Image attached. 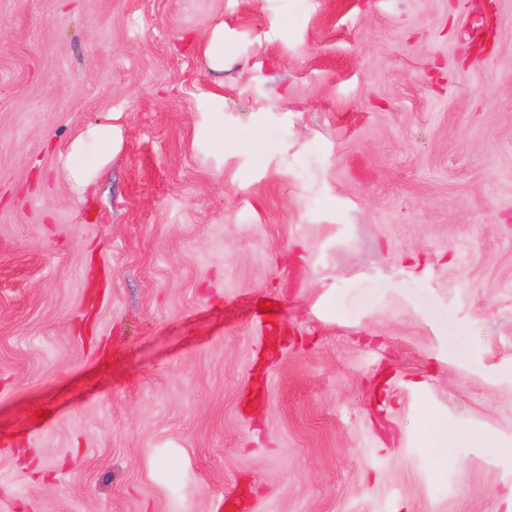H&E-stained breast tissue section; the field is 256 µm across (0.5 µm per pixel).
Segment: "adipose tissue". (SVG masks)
Here are the masks:
<instances>
[{"label": "adipose tissue", "instance_id": "obj_1", "mask_svg": "<svg viewBox=\"0 0 512 512\" xmlns=\"http://www.w3.org/2000/svg\"><path fill=\"white\" fill-rule=\"evenodd\" d=\"M112 157V126L97 124L73 142L64 163L67 178L78 194L87 193Z\"/></svg>", "mask_w": 512, "mask_h": 512}]
</instances>
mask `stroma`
I'll list each match as a JSON object with an SVG mask.
<instances>
[{"instance_id": "35a3bbf8", "label": "stroma", "mask_w": 512, "mask_h": 512, "mask_svg": "<svg viewBox=\"0 0 512 512\" xmlns=\"http://www.w3.org/2000/svg\"><path fill=\"white\" fill-rule=\"evenodd\" d=\"M481 2L0 0V512H512ZM89 147L96 149V154L85 161H77L85 157ZM112 158V126L97 124L89 127L85 134L73 142L64 163L67 178L75 191L84 195L96 182L102 167Z\"/></svg>"}]
</instances>
